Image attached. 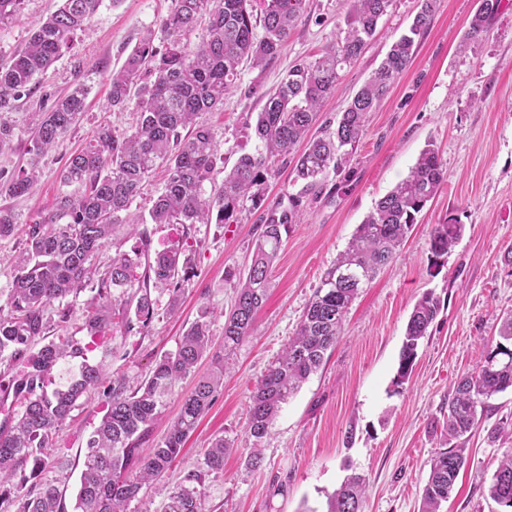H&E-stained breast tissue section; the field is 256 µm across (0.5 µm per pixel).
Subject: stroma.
<instances>
[{
    "instance_id": "stroma-1",
    "label": "stroma",
    "mask_w": 512,
    "mask_h": 512,
    "mask_svg": "<svg viewBox=\"0 0 512 512\" xmlns=\"http://www.w3.org/2000/svg\"><path fill=\"white\" fill-rule=\"evenodd\" d=\"M60 0H26L18 19L0 25V62L28 41L33 23ZM478 0H439L419 39L409 70L391 87L342 173L330 174L318 199L305 202L301 223L283 232L267 299L253 335L230 360L224 386L161 480L175 488L187 475L202 476L205 512H326L327 500L353 473L368 485L362 512H420L428 462L441 440L456 381L483 363L497 341V318L512 308V0H504L486 36L462 47ZM172 0H103L41 79L38 93L17 101L7 118L16 128L0 151V206L19 224L52 210L63 186L65 159L84 146L102 122L131 130L133 109L110 112L108 75L119 68L144 31L158 28ZM417 0H394L363 54L347 68L319 124L336 115L370 78L391 42L406 32ZM344 0H307V10L275 58L244 64L221 110L206 114L224 168L253 152L250 129L263 93L277 87L297 61L317 57L336 35ZM87 92L86 109L58 145L39 160L36 192L15 198L8 183L31 160L28 131L42 95L59 96L75 86ZM434 145L448 172L393 264L353 303L336 345L317 373L283 404L262 442L261 470L246 468L253 441L246 431L250 397L271 362L294 335L324 272L342 252L376 202L404 178L426 145ZM456 218L464 226L447 256L434 258V225ZM256 213L242 211L230 224H197L183 235L178 224H153V250L190 245L194 275L178 309L160 311L148 333L108 331L91 361L102 363L101 388L81 397L53 440L42 476L73 504L86 441L106 412L112 381L135 386L156 358L175 350L202 308L230 309L238 279L250 265ZM433 293L439 314L422 341L407 383L393 384L409 315ZM512 391L489 400L468 436L467 463L444 512H503L486 488L512 438ZM229 448L221 472L207 470L211 443Z\"/></svg>"
}]
</instances>
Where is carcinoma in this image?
<instances>
[{
  "instance_id": "cac0c4a2",
  "label": "carcinoma",
  "mask_w": 512,
  "mask_h": 512,
  "mask_svg": "<svg viewBox=\"0 0 512 512\" xmlns=\"http://www.w3.org/2000/svg\"><path fill=\"white\" fill-rule=\"evenodd\" d=\"M394 0H346L343 23L326 50L300 60L266 94L254 127L260 149L238 158L224 173L222 184L205 195L213 183L217 147L205 115L224 105L243 61L259 64L277 55L303 17L306 0H172L158 31H148L109 75L108 103L114 111L134 104L135 127L119 135L108 124L99 126L79 152L71 154L59 173L61 184L83 187L78 195L61 193L53 210L28 225L22 251L16 256L11 289L0 302V378L21 411L0 399V512H66L60 490L38 480L53 437L86 393L105 378L103 364L88 361L92 345L114 326L124 333L145 334L158 312L152 291L168 295V308L178 305L183 283L194 273L191 258L179 248L150 253L147 224H229L245 206L261 211L258 235L247 276L237 284V298L224 315V345L211 352V318L205 308L188 327L174 351L162 355L150 374L134 389L112 380V395L100 424L87 441L75 508L80 512H127L129 503L150 485L164 492L162 512H203L204 494L196 487L163 491L161 475L178 456L187 438L210 408L223 385L224 359L255 330L258 314L271 287V268L282 246V231L299 223L304 200L317 198L329 173L340 171L357 150L370 113L376 111L394 82L411 65L416 39L430 26L437 0H418L409 31L391 44L373 75L339 113L336 126L326 125L309 135L324 101L336 90L345 67L357 59L374 37L378 23ZM502 0H479L461 47L482 39ZM25 0H0V25L20 16ZM100 0H62L61 6L36 23L21 51L0 64V147L15 136L5 118L15 102L34 88L33 81L49 70L77 32L98 10ZM206 34L197 44L187 35L200 23ZM262 23L263 36L254 33ZM85 90L54 99L31 124V152L39 156L57 144L84 111ZM297 154L294 180L302 187L288 202L270 203L265 184L270 161ZM167 167L163 191L153 200L148 217L129 223L122 217L151 173ZM39 178L37 166L14 174L9 192L24 196ZM447 178L435 149H424L408 175L377 203L358 225L346 250L321 278L294 336L268 367L255 388L246 430L254 440L249 459L260 466L259 445L282 405L301 383L324 363L341 336L352 303L389 265L417 216ZM129 224L135 238L134 256L117 253L98 273L90 257L108 239L116 224ZM16 216L0 208V238L14 234ZM463 225L450 218L434 225L429 249L436 259L448 254L462 235ZM90 287L96 301L83 312L81 330L88 342L67 333L73 309L67 298ZM57 304L56 320L46 308ZM439 302L427 293L415 304L405 330L394 385L409 379L421 341L437 317ZM57 336L34 349L50 329ZM500 341L485 362L461 377L448 401L445 434L429 460V475L421 493V512H443L467 462L466 440L477 422V408L493 396L512 389V310L498 329ZM211 355L210 373L198 379L183 397L179 412L161 442L142 447L150 437L175 383L194 372L198 361ZM67 358L82 359L77 375L63 386L46 391L48 380ZM226 443L208 449L206 467L224 468ZM31 466L25 472V466ZM365 479L349 475L328 498L327 512H361ZM487 496L512 509V451L497 464Z\"/></svg>"
}]
</instances>
